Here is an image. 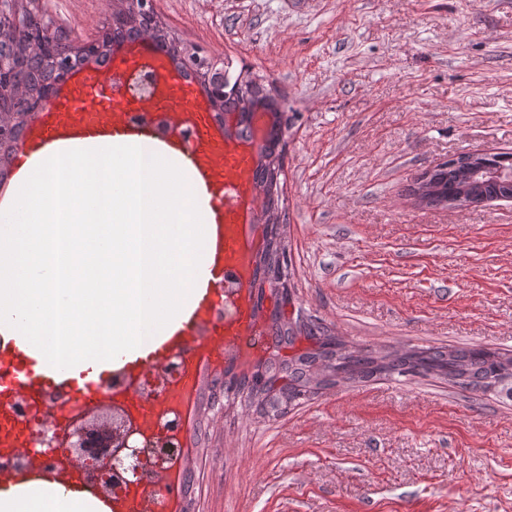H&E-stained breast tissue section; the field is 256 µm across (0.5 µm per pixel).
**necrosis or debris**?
<instances>
[{
    "label": "necrosis or debris",
    "instance_id": "4bbe7bcc",
    "mask_svg": "<svg viewBox=\"0 0 512 512\" xmlns=\"http://www.w3.org/2000/svg\"><path fill=\"white\" fill-rule=\"evenodd\" d=\"M212 343L199 340L165 356L158 364L146 367L137 376L113 373L106 391L112 396L113 407L121 410L138 431L145 458L164 457L163 468L147 467L135 488L127 484L113 486L111 494L137 503V512H169L172 499L179 497L178 485L169 481L171 472L179 470L185 461L186 419L184 405L196 391V382L190 362L203 358L211 351ZM9 418L16 430L15 448L0 451V463L12 459L34 470L49 468L57 476L77 473L82 480L96 479L106 482L110 474H122L121 466L112 472L101 470L94 455H87L79 468H72L67 447L55 450L49 465L36 460L35 444L43 426H50L57 434H65L68 423L82 414L84 406L70 390L64 387L46 391L40 400L33 401L18 394L6 404Z\"/></svg>",
    "mask_w": 512,
    "mask_h": 512
}]
</instances>
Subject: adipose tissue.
Listing matches in <instances>:
<instances>
[{
	"label": "adipose tissue",
	"instance_id": "1",
	"mask_svg": "<svg viewBox=\"0 0 512 512\" xmlns=\"http://www.w3.org/2000/svg\"><path fill=\"white\" fill-rule=\"evenodd\" d=\"M88 493L62 495L48 486L0 485V512H88Z\"/></svg>",
	"mask_w": 512,
	"mask_h": 512
}]
</instances>
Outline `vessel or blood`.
Returning a JSON list of instances; mask_svg holds the SVG:
<instances>
[{
    "mask_svg": "<svg viewBox=\"0 0 512 512\" xmlns=\"http://www.w3.org/2000/svg\"><path fill=\"white\" fill-rule=\"evenodd\" d=\"M111 68L107 74L97 64L87 63L72 70L29 127L21 156L29 159L52 147L70 149L117 139L148 141L182 160L201 191L208 213L209 274L179 320L155 337L146 355L116 358L121 370L137 373L186 344L190 337L219 336L230 341L261 330L251 264L263 247L255 220L256 144L231 138L224 122L215 119L208 96L149 37L117 45ZM142 71L151 76L150 92L128 94L120 76ZM157 114L167 126L162 135L148 122L149 116ZM229 271L242 275L237 311L233 320L220 322L215 310ZM35 363L34 351L25 338L12 336L0 346V366L11 372V390L22 391L30 399H39L45 390L59 385L69 386L92 404L98 403L104 392L107 373L52 368L36 376L32 373Z\"/></svg>",
    "mask_w": 512,
    "mask_h": 512,
    "instance_id": "vessel-or-blood-1",
    "label": "vessel or blood"
}]
</instances>
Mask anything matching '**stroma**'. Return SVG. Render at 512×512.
Segmentation results:
<instances>
[{"mask_svg": "<svg viewBox=\"0 0 512 512\" xmlns=\"http://www.w3.org/2000/svg\"><path fill=\"white\" fill-rule=\"evenodd\" d=\"M90 40L112 0H39ZM181 43L279 95L292 312L373 349L512 350V201L407 188L512 153V0H153ZM192 512H512V401L436 378L339 385L269 419L230 404ZM466 170L459 161L443 163L436 167L430 178L429 201L428 205H441L443 201L455 200L459 195L461 185L464 184ZM474 191L466 187L458 200L448 202V206L455 207L460 200L470 201L474 198Z\"/></svg>", "mask_w": 512, "mask_h": 512, "instance_id": "obj_1", "label": "stroma"}]
</instances>
